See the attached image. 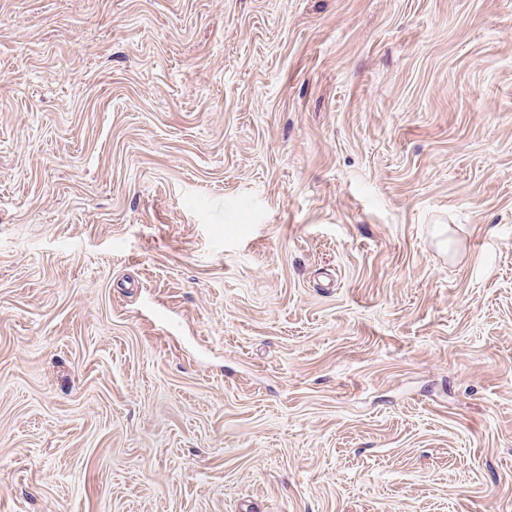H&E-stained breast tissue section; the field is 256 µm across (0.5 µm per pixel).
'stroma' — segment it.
<instances>
[{"mask_svg":"<svg viewBox=\"0 0 512 512\" xmlns=\"http://www.w3.org/2000/svg\"><path fill=\"white\" fill-rule=\"evenodd\" d=\"M0 512H512V0H0Z\"/></svg>","mask_w":512,"mask_h":512,"instance_id":"obj_1","label":"stroma"}]
</instances>
